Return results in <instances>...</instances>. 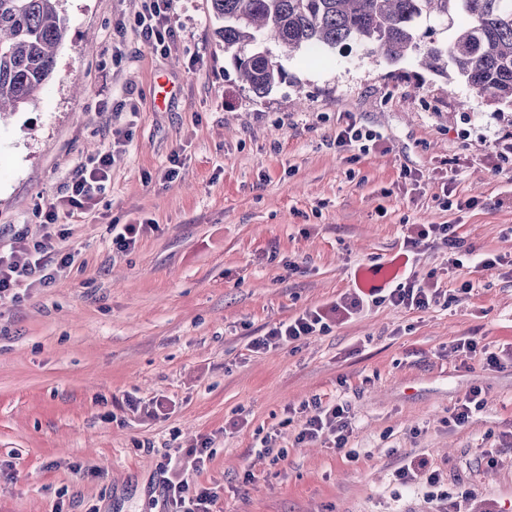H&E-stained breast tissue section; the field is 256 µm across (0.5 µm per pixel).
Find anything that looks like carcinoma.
Here are the masks:
<instances>
[{"instance_id": "obj_1", "label": "carcinoma", "mask_w": 512, "mask_h": 512, "mask_svg": "<svg viewBox=\"0 0 512 512\" xmlns=\"http://www.w3.org/2000/svg\"><path fill=\"white\" fill-rule=\"evenodd\" d=\"M58 0H0V120L32 100L56 68L67 27ZM215 30L249 92L268 96L286 79L268 39L293 55L355 44L398 63L456 76L512 107V0H211ZM452 31L446 42L428 25Z\"/></svg>"}]
</instances>
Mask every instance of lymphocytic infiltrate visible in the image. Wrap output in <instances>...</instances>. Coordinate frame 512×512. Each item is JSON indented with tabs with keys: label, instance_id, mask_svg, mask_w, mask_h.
<instances>
[{
	"label": "lymphocytic infiltrate",
	"instance_id": "lymphocytic-infiltrate-1",
	"mask_svg": "<svg viewBox=\"0 0 512 512\" xmlns=\"http://www.w3.org/2000/svg\"><path fill=\"white\" fill-rule=\"evenodd\" d=\"M171 4L172 0H144L138 24L145 42L153 50H168L174 40L175 32L170 24ZM113 156L114 152L110 149L93 155L85 169L68 186L64 196L39 207L38 213L46 227L57 226L60 215L71 216L92 209L110 178ZM52 240V235L48 234L43 240L30 243L23 233H15L9 252L0 253V299L26 283L50 284L72 264L74 254L56 251ZM440 297L439 289L416 279L392 288L374 287L368 296L357 294L344 299L334 305L331 312L308 310L295 319L279 323L263 336L253 339L249 349L258 352L326 332L330 314H355L368 299L376 304L386 301L396 307L423 310L438 302ZM302 411L305 419L297 436L298 442L313 441L322 435L331 434L335 437L336 447L344 448L352 427L346 406L326 404L316 398L304 403ZM180 467V461L173 457L167 458L158 467L166 512H212L218 498L217 492L213 488L192 485L181 479Z\"/></svg>",
	"mask_w": 512,
	"mask_h": 512
}]
</instances>
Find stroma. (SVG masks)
<instances>
[{
	"mask_svg": "<svg viewBox=\"0 0 512 512\" xmlns=\"http://www.w3.org/2000/svg\"><path fill=\"white\" fill-rule=\"evenodd\" d=\"M143 0H59L54 76L0 121V248L42 239L37 207L90 155L123 146L96 205L62 220L75 253L51 284L0 300V512H162L158 465L202 439L192 483L214 512H512V366L453 349L512 344V163L493 143L512 109L451 78L401 75L358 46L305 60L265 98L237 79L210 0H172L175 40L151 50ZM378 131L339 150L347 118ZM152 221L131 249L110 227ZM413 224H452L407 249ZM432 277L448 305H369L276 350L248 343L356 292L372 266ZM487 400L448 418L472 389ZM347 404L344 451L297 443L302 403ZM163 409L150 417L130 399ZM270 438L280 459L256 454ZM426 460L447 498L395 472ZM473 489L474 506L457 496ZM417 226V236L418 237H429L431 235L438 236L445 243L448 244V248L450 250L459 249L460 240L456 236V231L454 230L455 225L452 224H418ZM487 402L482 396V391L479 389H472L465 396L456 408V412L453 413L451 419H448L449 426H464L469 422L474 412L482 411Z\"/></svg>",
	"mask_w": 512,
	"mask_h": 512,
	"instance_id": "stroma-1",
	"label": "stroma"
}]
</instances>
